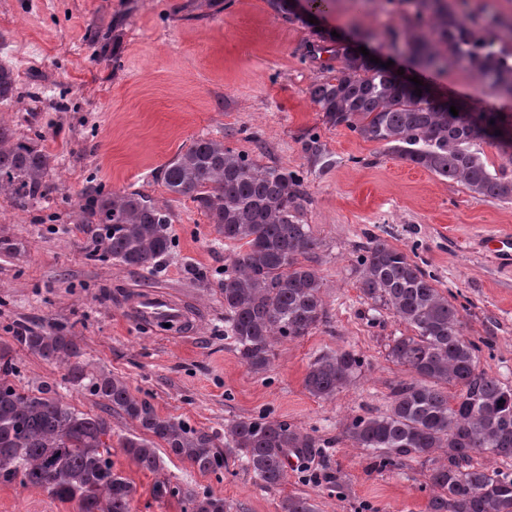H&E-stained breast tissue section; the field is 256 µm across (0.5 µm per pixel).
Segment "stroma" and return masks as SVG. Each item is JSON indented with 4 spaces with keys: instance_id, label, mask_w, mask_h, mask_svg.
Wrapping results in <instances>:
<instances>
[{
    "instance_id": "stroma-1",
    "label": "stroma",
    "mask_w": 512,
    "mask_h": 512,
    "mask_svg": "<svg viewBox=\"0 0 512 512\" xmlns=\"http://www.w3.org/2000/svg\"><path fill=\"white\" fill-rule=\"evenodd\" d=\"M386 0H326L316 22L298 0L287 13L268 0H0V64L17 76L21 102L0 104V121L20 136L41 132L57 157L48 199L22 212L0 197V342L21 325L73 327L94 373L122 377L158 414L213 433L224 452L222 474H203L165 454L163 468H139L120 445L136 432L114 414L112 461L137 493L134 512H184L155 499L170 481L224 498L231 512H278L290 495L317 512H427L433 457L380 466L343 433L347 420L385 412L392 387L408 374L388 345L406 328L360 296L357 246L387 240L424 264L459 309L464 334L482 345L480 365L512 386V261L493 258L487 239L512 233V201L486 200L462 185L398 159L323 121L309 86L326 78L329 54L310 45L338 33L391 56L385 34L405 28ZM431 92L512 116V97L482 93L461 63L427 71ZM223 139L260 164L306 172L305 220L318 246L308 264L325 284V318L307 336L276 343L267 370L241 361L224 323V270L233 258L212 224L184 197L167 192L162 167L193 139ZM315 136L335 165L312 168L302 142ZM136 190L168 206L174 247L153 270L87 260L91 225L76 221L83 194L96 184ZM183 300L187 321L170 332L138 324L135 290ZM352 350L362 370L330 400L311 396L307 368L321 354ZM16 385L55 384L61 372L37 356L15 354ZM259 414L316 437L320 448L292 460L281 485L261 486L224 447L226 424ZM0 512H77L46 491L0 485Z\"/></svg>"
}]
</instances>
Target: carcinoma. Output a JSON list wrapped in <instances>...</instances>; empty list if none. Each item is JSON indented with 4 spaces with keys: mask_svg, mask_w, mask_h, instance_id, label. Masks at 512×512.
Listing matches in <instances>:
<instances>
[{
    "mask_svg": "<svg viewBox=\"0 0 512 512\" xmlns=\"http://www.w3.org/2000/svg\"><path fill=\"white\" fill-rule=\"evenodd\" d=\"M411 29L387 31L389 47L404 44L419 68L432 71L452 60L466 64L479 84L512 96V68L491 52L465 54L468 27H497L496 17H467L448 0H400ZM312 44L339 62L336 74L308 89L331 127L345 128L397 157L491 200H512V177L492 168L481 144L512 147V121L499 112L473 108L454 116V101L433 98L390 67L375 64L358 48L330 39ZM20 98L13 70L0 65V103ZM43 136L20 137L0 123V196L26 211L54 190L55 157ZM314 167L334 165L333 155L311 136L303 143ZM161 179L171 194L191 199L224 242L237 247L232 272L224 276V322L241 361L253 372L267 369L278 340L306 336L324 317V282L301 262L317 248L304 220L305 178L296 170L265 167L243 152L209 137L195 139L164 165ZM80 224L95 225L93 261L118 260L151 270L173 248L166 205L139 191L112 192L98 186L78 205ZM358 288L374 308L390 311L410 334L388 345V357L411 375L391 391L385 413L355 416L344 436L357 448L380 453V464L442 453L430 474L427 512H512V475L474 461L477 455L512 459V388L479 364V346L464 334L459 309L436 279L405 252L370 237L358 247ZM56 364L63 388L80 387L137 423L124 448L142 469L164 465L157 442L203 474H218L224 458L213 436L181 420L161 417L114 375L94 373L81 361L78 337L60 325L20 327L13 342L0 343L3 373L16 370L14 347ZM353 351L320 355L304 378L314 397L329 400L360 371ZM112 426L103 415L76 411L55 390L33 391L0 378V485L19 483L47 491L78 512H132L136 489L112 464ZM224 444L266 487L281 484L290 457L305 458L319 440L286 421L264 415L233 421ZM157 499L178 497L185 512H224V500L160 482ZM279 512H317L303 496H289Z\"/></svg>",
    "mask_w": 512,
    "mask_h": 512,
    "instance_id": "obj_1",
    "label": "carcinoma"
}]
</instances>
